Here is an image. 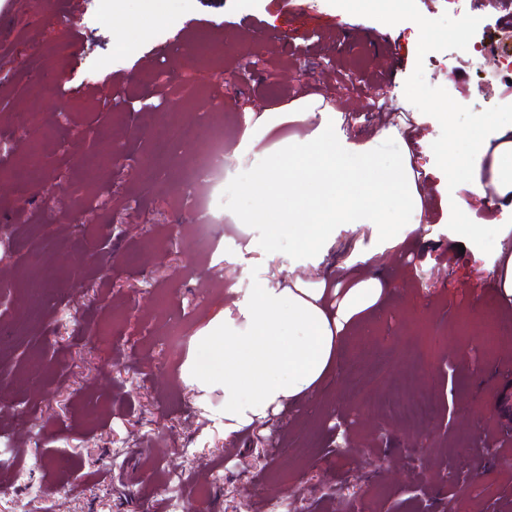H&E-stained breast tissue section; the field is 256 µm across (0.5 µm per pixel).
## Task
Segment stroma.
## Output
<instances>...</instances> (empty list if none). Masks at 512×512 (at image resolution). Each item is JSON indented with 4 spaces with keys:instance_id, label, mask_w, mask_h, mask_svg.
Returning <instances> with one entry per match:
<instances>
[{
    "instance_id": "35a3bbf8",
    "label": "stroma",
    "mask_w": 512,
    "mask_h": 512,
    "mask_svg": "<svg viewBox=\"0 0 512 512\" xmlns=\"http://www.w3.org/2000/svg\"><path fill=\"white\" fill-rule=\"evenodd\" d=\"M5 0L0 6V512H187V489L211 512H336L332 490L368 489L374 512H422L410 493L437 471L462 469L466 507L512 512V298L497 294L498 251H512V198L493 209L464 176L447 181L432 120L447 106L462 126L512 123V89L455 56L488 42L512 0L469 14L453 0H410L402 27L345 18L333 0ZM429 39L427 50L419 42ZM270 79L245 89L226 75L241 55ZM302 94L333 105L341 130L387 167L409 162L432 209L403 246L373 224H340L322 254L239 231L248 207L226 192L211 214L194 204L195 170L213 162L253 177L243 153L248 113ZM106 118L96 148L81 137ZM197 129L166 154L174 127ZM63 195L45 206L43 184ZM468 209L484 230L455 247ZM373 253L371 275L393 296L347 343L340 385L228 438L212 407L180 379L197 332L257 281L348 278ZM489 368L482 378L472 361ZM428 398L427 421L401 418L398 392ZM449 419L447 434L435 433ZM430 448L415 457L422 434ZM263 437L271 453L252 445Z\"/></svg>"
}]
</instances>
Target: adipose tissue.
Instances as JSON below:
<instances>
[{"instance_id":"1","label":"adipose tissue","mask_w":512,"mask_h":512,"mask_svg":"<svg viewBox=\"0 0 512 512\" xmlns=\"http://www.w3.org/2000/svg\"><path fill=\"white\" fill-rule=\"evenodd\" d=\"M300 121L311 122L312 130L285 134V126ZM436 121L446 142L467 145L465 153H443L448 178L465 173L479 196L512 186V157L493 162L486 157L489 140L504 137L506 127L486 118L459 126L443 108ZM242 140L252 146L274 141L288 156L287 182H274L271 171L262 170L241 192L252 203L251 223L265 225L269 238L300 234L302 257L319 255L340 224L377 225L380 236L395 246L423 220V195L409 167L387 170L368 144L348 142L323 98L304 96L290 106L266 109L246 126ZM370 261L361 257L360 269L344 284L259 281L235 309L215 315L199 331L181 379L202 404H209L213 393L223 394L217 416L225 436L318 398L328 382L340 379L348 333L391 292L389 284L367 275Z\"/></svg>"}]
</instances>
